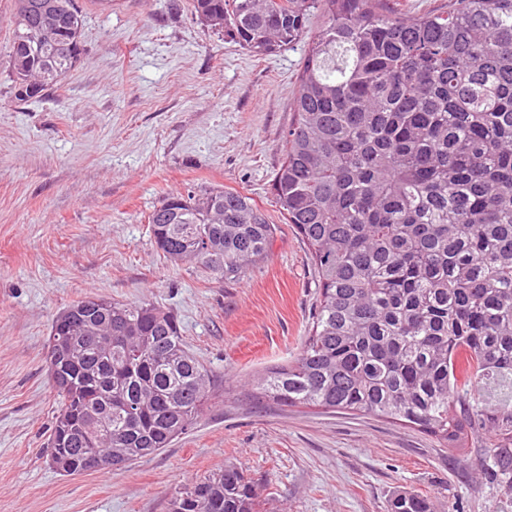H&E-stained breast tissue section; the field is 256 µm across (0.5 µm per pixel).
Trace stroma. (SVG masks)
I'll return each mask as SVG.
<instances>
[{
  "label": "stroma",
  "mask_w": 512,
  "mask_h": 512,
  "mask_svg": "<svg viewBox=\"0 0 512 512\" xmlns=\"http://www.w3.org/2000/svg\"><path fill=\"white\" fill-rule=\"evenodd\" d=\"M79 5L80 62L20 102L13 0H0V512H169L175 490L227 464L251 479L259 512H388L398 491L432 512H512L479 437L449 450L401 421L284 406L253 388L294 360L318 301L272 189L303 46L253 55L191 0ZM205 187L248 194L276 226L245 278L171 263L153 241L147 217L165 193ZM90 296L172 312L223 386L170 447L66 475L47 453L61 404L46 347L53 319Z\"/></svg>",
  "instance_id": "stroma-1"
}]
</instances>
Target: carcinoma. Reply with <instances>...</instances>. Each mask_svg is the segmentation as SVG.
Returning a JSON list of instances; mask_svg holds the SVG:
<instances>
[{
    "mask_svg": "<svg viewBox=\"0 0 512 512\" xmlns=\"http://www.w3.org/2000/svg\"><path fill=\"white\" fill-rule=\"evenodd\" d=\"M14 0V97L53 88L82 53L76 0L56 17ZM198 18L256 56L308 39L294 121L273 180L276 204L306 244L318 305L296 358L257 377L287 406L403 421L443 446L489 432L484 459L512 492V0H452L406 18L383 0H191ZM321 28L307 36L314 13ZM50 29L58 50L31 40ZM175 263L218 279L268 258L275 226L234 189L170 193L148 215ZM62 401L50 459L80 465L112 450V469L187 433L217 394L177 318L146 302L85 298L55 319ZM112 340V356L104 345ZM79 350L80 360L67 361ZM112 414V434L73 422ZM171 512H257L233 466L191 483ZM389 512H431L393 495Z\"/></svg>",
    "mask_w": 512,
    "mask_h": 512,
    "instance_id": "1",
    "label": "carcinoma"
}]
</instances>
